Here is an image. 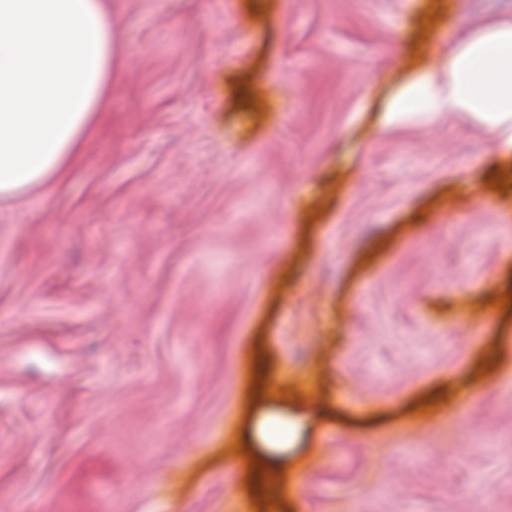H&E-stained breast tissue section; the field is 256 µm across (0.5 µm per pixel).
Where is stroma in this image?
Returning <instances> with one entry per match:
<instances>
[{
    "mask_svg": "<svg viewBox=\"0 0 512 512\" xmlns=\"http://www.w3.org/2000/svg\"><path fill=\"white\" fill-rule=\"evenodd\" d=\"M106 4L76 164L0 199V512H512V158L384 120L512 0ZM301 426V419L289 414L288 409L269 401L256 414L250 433L251 448L263 459L269 471L262 474L266 480L288 464V452Z\"/></svg>",
    "mask_w": 512,
    "mask_h": 512,
    "instance_id": "1",
    "label": "stroma"
}]
</instances>
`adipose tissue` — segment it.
Wrapping results in <instances>:
<instances>
[{"label":"adipose tissue","mask_w":512,"mask_h":512,"mask_svg":"<svg viewBox=\"0 0 512 512\" xmlns=\"http://www.w3.org/2000/svg\"><path fill=\"white\" fill-rule=\"evenodd\" d=\"M111 59L105 0H0V197L68 173L110 92ZM439 110L492 130L512 155V19L460 37L440 73L420 74L385 119ZM300 426L272 402L256 414L250 441L270 473L287 465Z\"/></svg>","instance_id":"adipose-tissue-1"}]
</instances>
